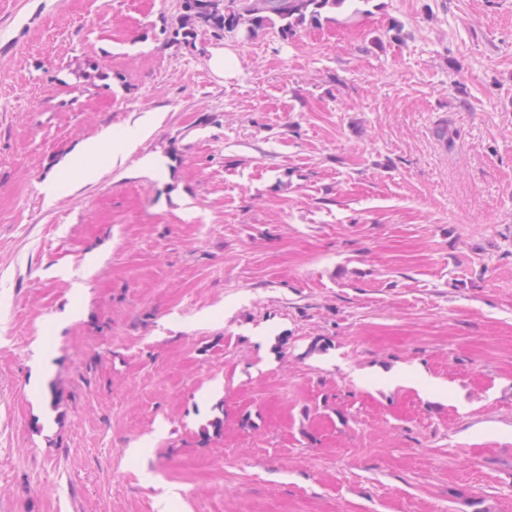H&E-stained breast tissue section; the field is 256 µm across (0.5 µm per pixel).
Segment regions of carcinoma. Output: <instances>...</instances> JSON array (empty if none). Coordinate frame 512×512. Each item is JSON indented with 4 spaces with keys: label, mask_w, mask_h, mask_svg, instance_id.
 Here are the masks:
<instances>
[{
    "label": "carcinoma",
    "mask_w": 512,
    "mask_h": 512,
    "mask_svg": "<svg viewBox=\"0 0 512 512\" xmlns=\"http://www.w3.org/2000/svg\"><path fill=\"white\" fill-rule=\"evenodd\" d=\"M344 0H179L182 16L197 21L215 37L228 34L246 38L259 30L278 27L284 35L292 34L294 27L306 18L316 19L321 12L336 7ZM224 430V418L215 416L200 431L207 441Z\"/></svg>",
    "instance_id": "carcinoma-1"
}]
</instances>
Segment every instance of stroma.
I'll return each instance as SVG.
<instances>
[{
	"mask_svg": "<svg viewBox=\"0 0 512 512\" xmlns=\"http://www.w3.org/2000/svg\"><path fill=\"white\" fill-rule=\"evenodd\" d=\"M184 24L0 0V512H512V0ZM209 65L217 75L232 78L238 73L240 64L235 54L224 48L212 52ZM132 151V142L126 138L113 137L112 133L83 142L79 153L87 159L104 158L112 168L122 167ZM96 175L97 172L91 166L75 167L70 161H64L45 183L44 190L49 197H54L59 190L91 180Z\"/></svg>",
	"mask_w": 512,
	"mask_h": 512,
	"instance_id": "1",
	"label": "stroma"
}]
</instances>
